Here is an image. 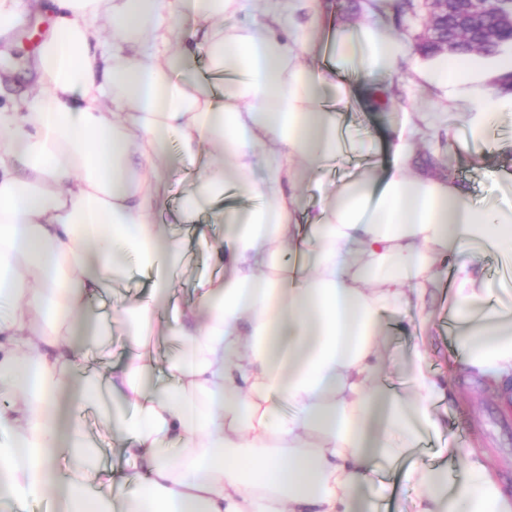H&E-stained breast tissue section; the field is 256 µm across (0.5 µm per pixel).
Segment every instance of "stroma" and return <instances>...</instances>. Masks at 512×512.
Returning a JSON list of instances; mask_svg holds the SVG:
<instances>
[{
	"instance_id": "stroma-1",
	"label": "stroma",
	"mask_w": 512,
	"mask_h": 512,
	"mask_svg": "<svg viewBox=\"0 0 512 512\" xmlns=\"http://www.w3.org/2000/svg\"><path fill=\"white\" fill-rule=\"evenodd\" d=\"M316 3L334 27H345L366 17L410 45L412 51L409 63L401 65L393 76L380 79L383 87L394 92L391 105L385 109L374 108L371 100L364 97V85L359 77L346 71L337 72V82L350 86L360 95L355 108L344 113L343 122L350 135L369 143L371 150L347 155L335 167L312 176L300 189L305 207L316 208L321 196L336 184L353 179L367 169L380 167L408 112H437L441 115L438 134L425 137L414 146L415 172L453 181L467 191L476 204L484 205L496 199L499 188L488 178L487 172L491 169L512 172V119L500 124L493 149L459 148L458 143L465 138L466 132L456 113L449 111L445 92L426 85L418 76L419 70L430 63L429 58L413 48L424 22L422 12L391 9L389 0H316ZM51 29V16L29 6L24 9L17 27L0 35L1 105L9 97L25 93L34 82L38 46ZM202 172V159L179 156L167 175L164 204L156 220L166 225L172 235L180 237L184 234L179 219L181 199ZM218 273L210 253L203 246L194 241L187 243L184 263L173 275L178 303L192 301L193 289L200 277ZM149 286L148 276L134 272L128 279L100 291L89 301L85 318L97 324L111 323L113 336L111 351L105 352L96 346L86 349L89 365L101 368L122 359V328L115 317L123 307L145 296ZM450 305V298L437 291L428 298L425 308L409 307L393 319L386 339L389 369L385 383L396 389L407 387V366L415 355H423L428 368L446 383L448 397L440 407L442 433L433 438L431 447L418 457V464H438L437 446L451 439L460 447L484 452L492 470L506 487L512 489V408H504L484 380L460 373V353L448 337ZM80 417L98 457L127 474L128 479L122 486L124 496H134L137 491V482L132 478L135 467L124 458L117 441L102 429L97 404L86 403Z\"/></svg>"
}]
</instances>
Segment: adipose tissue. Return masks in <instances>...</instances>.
I'll list each match as a JSON object with an SVG mask.
<instances>
[{"instance_id":"adipose-tissue-1","label":"adipose tissue","mask_w":512,"mask_h":512,"mask_svg":"<svg viewBox=\"0 0 512 512\" xmlns=\"http://www.w3.org/2000/svg\"><path fill=\"white\" fill-rule=\"evenodd\" d=\"M50 10L37 82L0 111V501L53 494L57 512H373L380 473L438 431L443 388L421 366L410 388L381 385L382 317L425 301L449 254L462 258L453 310L471 373L512 401V315L490 303L479 258L512 256V183L475 206L448 180L412 172L413 142L433 113L405 123L382 177L337 184L317 210L300 208L308 173L356 152L341 125L355 104L337 83L370 79L408 58L402 40L371 22L347 26L332 61L306 60L305 29L321 25L307 0H281L245 25L225 26L243 0H177L207 25L209 74L177 73L193 45L172 47L178 15L160 0H34ZM307 21L298 24L299 11ZM446 89L472 142L512 117V93L493 92L473 60L436 58L423 73ZM183 156L215 152L183 200L192 218L228 189L259 194L249 209L216 214L212 240L227 280L197 282L158 363V312L182 248L156 222L168 137ZM154 272L149 298L124 313L125 360L101 382L78 377L83 331L74 324L101 288L126 277L127 255ZM127 436L140 466L134 497L116 499L120 475L86 472L85 401ZM135 409L126 419V409ZM179 455H172L173 447ZM67 451L75 473L54 466ZM465 478L447 486L434 468L406 470L420 492L411 512H512V492L484 453L447 446Z\"/></svg>"}]
</instances>
